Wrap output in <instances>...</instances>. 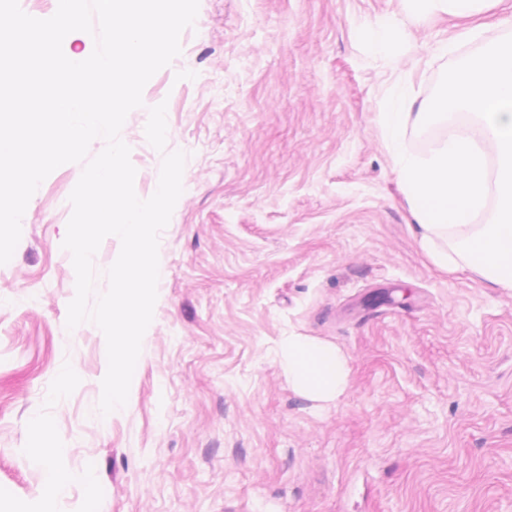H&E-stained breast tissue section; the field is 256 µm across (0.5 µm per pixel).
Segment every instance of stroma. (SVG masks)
<instances>
[{"instance_id": "1", "label": "stroma", "mask_w": 512, "mask_h": 512, "mask_svg": "<svg viewBox=\"0 0 512 512\" xmlns=\"http://www.w3.org/2000/svg\"><path fill=\"white\" fill-rule=\"evenodd\" d=\"M196 21L120 131L139 198L164 153L186 161L108 426L105 337L66 327L82 164L40 184L0 265V512H512V290L436 266L448 241L422 246L378 121L412 64L427 104L448 66L512 33L438 54L443 25L410 0H200ZM161 103L159 151L145 126ZM291 335L349 358L325 409L279 367ZM66 368L79 379L61 395ZM55 460L71 475L61 496Z\"/></svg>"}]
</instances>
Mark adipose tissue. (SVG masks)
Listing matches in <instances>:
<instances>
[{"label":"adipose tissue","instance_id":"adipose-tissue-1","mask_svg":"<svg viewBox=\"0 0 512 512\" xmlns=\"http://www.w3.org/2000/svg\"><path fill=\"white\" fill-rule=\"evenodd\" d=\"M482 0H412L427 17L453 20L452 39L470 41L487 28L512 26V0H497L500 12L487 13ZM280 368L295 393L311 401L329 403L346 391L349 360L335 344L313 336L286 337L280 347Z\"/></svg>","mask_w":512,"mask_h":512}]
</instances>
